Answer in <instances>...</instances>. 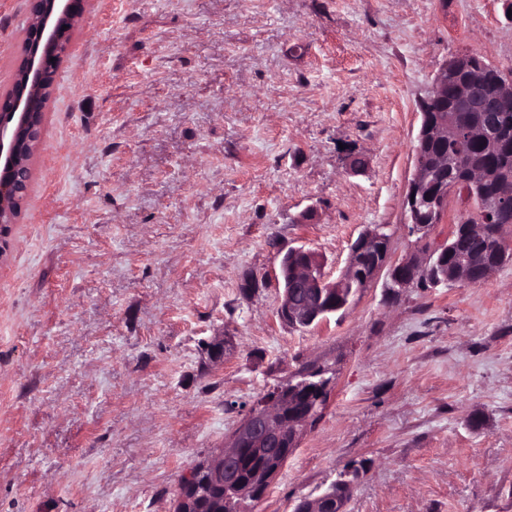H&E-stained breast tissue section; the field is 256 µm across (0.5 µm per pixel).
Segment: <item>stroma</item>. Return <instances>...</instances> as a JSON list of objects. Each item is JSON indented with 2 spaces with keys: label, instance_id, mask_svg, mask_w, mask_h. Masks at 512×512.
<instances>
[{
  "label": "stroma",
  "instance_id": "obj_1",
  "mask_svg": "<svg viewBox=\"0 0 512 512\" xmlns=\"http://www.w3.org/2000/svg\"><path fill=\"white\" fill-rule=\"evenodd\" d=\"M28 9L0 0L2 88ZM464 53L512 70L505 0H87L0 260V512H172L306 364L329 401L245 512L348 471L346 512H512V259L277 315L288 249L331 281L376 227L414 251L419 102Z\"/></svg>",
  "mask_w": 512,
  "mask_h": 512
}]
</instances>
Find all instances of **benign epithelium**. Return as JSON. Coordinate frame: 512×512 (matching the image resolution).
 <instances>
[{"label": "benign epithelium", "mask_w": 512, "mask_h": 512, "mask_svg": "<svg viewBox=\"0 0 512 512\" xmlns=\"http://www.w3.org/2000/svg\"><path fill=\"white\" fill-rule=\"evenodd\" d=\"M28 23L22 33V54L10 86L0 91V257L9 247V233L28 195L31 159L37 150L44 113L56 90L55 79L62 60L70 53L74 32L85 12L86 0H29ZM488 90L487 66L478 59L458 55L435 74L425 102H451L449 112H485L482 126H465L448 118V112H421L415 147L414 168L404 201L406 223L412 233L427 231L430 224L446 219L448 164L455 159L443 155L430 162L423 152L429 141L463 142L479 139L499 152L512 145V120L504 112L512 102V75L502 72ZM488 175L471 173L470 199L481 201L483 223L512 226V194L484 199ZM384 241L381 229L360 236L351 250L349 264L335 282L325 280L316 253L304 248L288 250L279 266L281 298L278 316L289 325L305 329L344 308L357 284L368 287L383 269H388L386 288L396 292L417 283L419 273L431 265L432 253L417 252L390 260L381 252L370 272L357 273L360 254ZM505 260L499 255L476 267L462 264L453 283L477 284L486 280ZM322 391L318 401L328 399L330 383L296 375L260 398L245 414L228 443L211 460L190 470L180 483L174 512H203L200 503L208 495L210 482L221 481L224 498L220 512H242L246 500L262 499L316 417L317 407L308 403L309 388ZM347 500L330 489L314 499L301 500L294 512H346Z\"/></svg>", "instance_id": "7a95c632"}]
</instances>
